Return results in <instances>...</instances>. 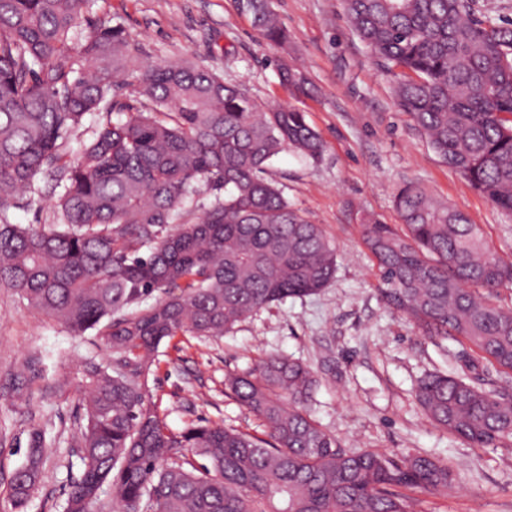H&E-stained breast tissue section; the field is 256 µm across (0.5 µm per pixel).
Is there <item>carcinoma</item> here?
Listing matches in <instances>:
<instances>
[{
  "instance_id": "1",
  "label": "carcinoma",
  "mask_w": 512,
  "mask_h": 512,
  "mask_svg": "<svg viewBox=\"0 0 512 512\" xmlns=\"http://www.w3.org/2000/svg\"><path fill=\"white\" fill-rule=\"evenodd\" d=\"M344 2L432 150L512 212V21L478 17L474 0ZM87 3L0 0V287L75 336L96 331L112 356L110 370L93 356L81 366V472L64 512H94L106 485L122 512H410L404 491L449 489L453 474L433 457L342 449L307 410L314 375L282 355L226 382L267 437L209 424L168 429L142 382L164 339L219 338L334 278L335 246L264 177L280 153L317 162L325 143L297 107L264 108L193 65L144 66L134 93L150 106L113 119L111 94L128 86L129 36L103 24L78 39ZM234 3L266 40L286 42L270 0ZM280 79L293 95L309 94L298 67L282 65ZM88 115L89 140L68 159L63 147ZM45 173L56 223H10L5 210ZM201 184L213 200L195 217L186 203ZM395 206L405 230L372 217L362 224L384 302L423 335L465 344L512 376V309L475 291L511 286L512 262L418 184L400 188ZM415 398L435 426L475 447L512 446L509 393L435 373ZM181 448L207 463L194 465ZM44 456L35 432L11 479L17 504L37 492Z\"/></svg>"
}]
</instances>
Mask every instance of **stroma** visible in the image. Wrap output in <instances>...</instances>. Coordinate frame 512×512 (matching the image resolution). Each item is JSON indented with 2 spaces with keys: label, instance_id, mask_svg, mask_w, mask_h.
I'll return each mask as SVG.
<instances>
[{
  "label": "stroma",
  "instance_id": "35a3bbf8",
  "mask_svg": "<svg viewBox=\"0 0 512 512\" xmlns=\"http://www.w3.org/2000/svg\"><path fill=\"white\" fill-rule=\"evenodd\" d=\"M272 4L288 34L282 46L264 39L233 0H89L82 11L81 36L107 21L121 23L129 54L140 63L188 60L241 85L259 103L293 102L326 144L319 162L284 152L266 175L335 243L334 280L316 295L257 311L220 338L165 339L148 375L150 399L175 433L203 421L263 433L224 381L264 355L283 354L314 372L319 387L311 411L346 450L447 462L450 493L418 494L414 512H512V447L472 446L432 425L414 399L426 373L459 370L461 345L424 336L385 305L360 229L367 215L401 227L394 198L415 182L481 225L496 254L512 261V214L494 208L429 148L396 105L390 76L348 26L343 0ZM281 60L305 72L310 96L290 98L278 76ZM48 183L40 176L34 201L9 208L11 223H53ZM90 356L112 364L94 331L73 337L0 288V512H63L70 481L80 473L72 437L83 423L79 369ZM35 431L50 452L38 491L21 507L10 481Z\"/></svg>",
  "mask_w": 512,
  "mask_h": 512
}]
</instances>
